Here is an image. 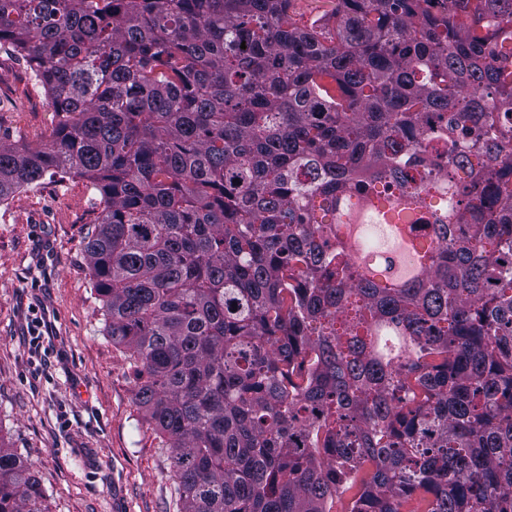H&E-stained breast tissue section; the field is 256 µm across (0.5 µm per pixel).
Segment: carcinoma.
Listing matches in <instances>:
<instances>
[{"mask_svg":"<svg viewBox=\"0 0 512 512\" xmlns=\"http://www.w3.org/2000/svg\"><path fill=\"white\" fill-rule=\"evenodd\" d=\"M290 6L0 0L56 118L0 142V203L99 193L94 286L179 512H512V0ZM45 499L0 444V512ZM330 0H292L293 20L303 28L313 22L323 20V16L331 9Z\"/></svg>","mask_w":512,"mask_h":512,"instance_id":"1","label":"carcinoma"}]
</instances>
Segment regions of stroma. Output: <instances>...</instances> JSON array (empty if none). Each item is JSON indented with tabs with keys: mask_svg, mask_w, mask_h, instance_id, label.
<instances>
[{
	"mask_svg": "<svg viewBox=\"0 0 512 512\" xmlns=\"http://www.w3.org/2000/svg\"><path fill=\"white\" fill-rule=\"evenodd\" d=\"M53 126L27 64L0 45V141L36 149ZM99 199L84 179L49 175L0 204V442L37 473L49 512H179L168 451L134 402L133 365L106 334L86 259Z\"/></svg>",
	"mask_w": 512,
	"mask_h": 512,
	"instance_id": "1",
	"label": "stroma"
}]
</instances>
